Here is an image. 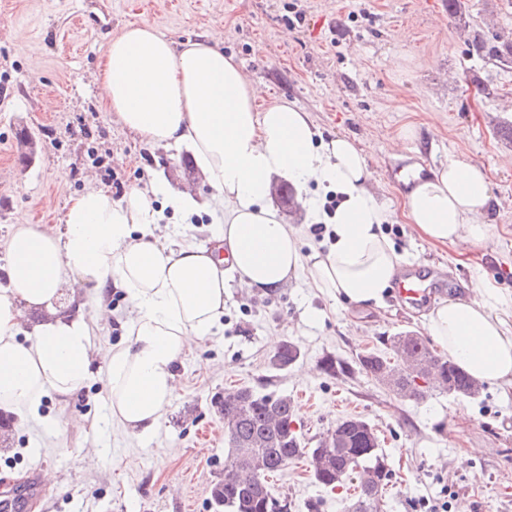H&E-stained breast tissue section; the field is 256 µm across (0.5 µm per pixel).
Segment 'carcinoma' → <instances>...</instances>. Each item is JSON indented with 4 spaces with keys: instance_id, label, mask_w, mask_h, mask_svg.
Masks as SVG:
<instances>
[{
    "instance_id": "1",
    "label": "carcinoma",
    "mask_w": 512,
    "mask_h": 512,
    "mask_svg": "<svg viewBox=\"0 0 512 512\" xmlns=\"http://www.w3.org/2000/svg\"><path fill=\"white\" fill-rule=\"evenodd\" d=\"M481 51L501 64L512 63V43L494 37L484 40ZM391 346L396 359L367 352L356 362L375 380L393 387L404 398L419 399L426 388L417 384L416 366L426 371V379L456 397L474 398L482 385L453 361L439 356L415 335L394 336ZM300 350L283 342L270 359L282 370L298 360ZM322 369L329 374H347L352 366L332 356L325 357ZM224 415L227 455L232 467L214 483L210 500L222 504L219 512H290L288 499L274 495L268 477L288 468L294 460L308 462L310 476L326 488L357 481L358 497L346 502L344 512H381L382 493L390 474L374 428L357 416L336 422L332 437L307 447L295 427L294 405L290 397L275 391L239 387L213 402Z\"/></svg>"
}]
</instances>
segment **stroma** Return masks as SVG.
Listing matches in <instances>:
<instances>
[{
  "label": "stroma",
  "mask_w": 512,
  "mask_h": 512,
  "mask_svg": "<svg viewBox=\"0 0 512 512\" xmlns=\"http://www.w3.org/2000/svg\"><path fill=\"white\" fill-rule=\"evenodd\" d=\"M0 0V284L6 243L19 218L62 223L70 199L94 178L97 158L125 187L156 176L207 198L189 156L129 132L100 103L98 66L113 36L147 23L180 42L222 38L263 101L285 99L309 112L323 137L354 139L393 212L383 231L403 262L432 270L433 302L464 295L483 278L512 295V67L489 60L477 41L512 40V0ZM416 136L399 156L402 127ZM482 164L495 197L490 236L471 247L435 245L404 216L402 172L451 160ZM219 228L207 213L162 224L164 243L188 237L212 246ZM219 330L176 367L177 390L160 423L133 435L112 418L106 365L88 384L42 398L37 415H13L0 448V496L31 470L51 472L34 512H213L210 488L224 473V422L212 406L241 386L290 396L309 443L357 416L376 429L391 472L382 512H420L425 498L451 487L448 512H512V389L484 386L473 399L429 388L399 397L362 372L331 375L324 357L355 363L388 352L398 333L427 334L424 311L392 300L381 307L336 303L298 276L259 296L236 275L227 280ZM290 341L300 358L284 370L270 358ZM291 512H342L353 485L329 491L306 461L269 476Z\"/></svg>",
  "instance_id": "stroma-1"
}]
</instances>
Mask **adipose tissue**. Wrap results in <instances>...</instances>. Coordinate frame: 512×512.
<instances>
[{
  "label": "adipose tissue",
  "instance_id": "ef3b65f1",
  "mask_svg": "<svg viewBox=\"0 0 512 512\" xmlns=\"http://www.w3.org/2000/svg\"><path fill=\"white\" fill-rule=\"evenodd\" d=\"M99 87L102 105L127 130L188 148L224 216L218 246L159 242L156 224L188 220L202 205L154 179L119 200L88 185L70 200L60 230L15 224L0 287L1 409L33 410L43 396L68 395L90 381L93 336L114 283L131 305L128 338L101 352L112 418L132 434L160 422L175 397L181 357L219 328L227 272L262 296L304 271L337 302L372 307L384 300L401 262L382 229L392 212L352 140L318 139L309 113L288 101L260 106V90L215 41L177 46L147 24L112 38ZM276 176L338 197L333 212L312 214L332 227L326 251L303 254L298 229L269 205ZM405 179V217L423 238L474 246L488 239L494 196L482 165L452 160ZM74 285L90 316L60 310L64 288ZM469 289L433 308L427 331L478 381L512 387V326L503 317L512 300L480 278Z\"/></svg>",
  "mask_w": 512,
  "mask_h": 512
}]
</instances>
